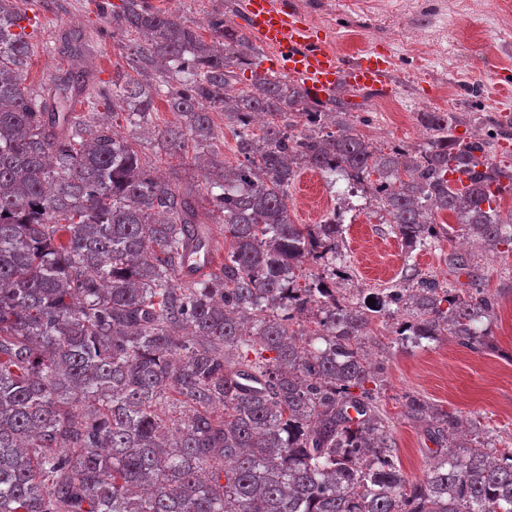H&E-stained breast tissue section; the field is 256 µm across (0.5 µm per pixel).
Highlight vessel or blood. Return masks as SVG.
<instances>
[{
    "label": "vessel or blood",
    "instance_id": "b4317fda",
    "mask_svg": "<svg viewBox=\"0 0 512 512\" xmlns=\"http://www.w3.org/2000/svg\"><path fill=\"white\" fill-rule=\"evenodd\" d=\"M252 32L276 53L279 67L312 95L325 98L343 85L387 91L386 60L368 52L342 61L326 37L314 33L292 0H243Z\"/></svg>",
    "mask_w": 512,
    "mask_h": 512
}]
</instances>
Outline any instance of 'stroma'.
<instances>
[{"mask_svg":"<svg viewBox=\"0 0 512 512\" xmlns=\"http://www.w3.org/2000/svg\"><path fill=\"white\" fill-rule=\"evenodd\" d=\"M42 22L28 33L31 55L23 71L25 84L39 92L70 59L63 46L75 29L87 34V65L91 82L102 73L127 69L126 53L135 34H113L112 12L120 0H32ZM308 24L330 38L342 60L374 50L391 56L390 91L338 89L349 104L350 120L365 140L388 150L419 148L430 138L417 121L421 112H450L455 134L464 140L489 139L495 160L512 162V137L496 133V123L512 118V91L489 84L490 72L512 75V0H294ZM154 7L175 13L209 36L212 16L239 22L240 0H151ZM152 131H134L124 112L113 116L115 130L137 134L140 150L151 169L176 183L198 185L203 210H212L203 192V170L209 160L193 161L155 146V131L182 126V118L164 100H157ZM344 180L330 182L312 168L298 171L288 189L289 212L298 224H317L336 204ZM345 253L352 274L337 279L340 288L369 292L397 284L406 261L422 272L453 284L458 276L448 266L450 251L461 248V233H451L438 247L405 256L401 242L382 224L376 207L348 213L344 224ZM478 275L485 288L500 292L491 331L497 351L475 353L454 339L422 345H396L397 320L374 319L365 346L376 367L379 409L393 428L401 468L412 479L429 468L432 446L424 425L401 415L405 393L421 394L433 408L457 413L468 424L493 429L497 447H512V257L503 258L473 247Z\"/></svg>","mask_w":512,"mask_h":512,"instance_id":"obj_1","label":"stroma"}]
</instances>
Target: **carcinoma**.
<instances>
[{
	"instance_id": "cac0c4a2",
	"label": "carcinoma",
	"mask_w": 512,
	"mask_h": 512,
	"mask_svg": "<svg viewBox=\"0 0 512 512\" xmlns=\"http://www.w3.org/2000/svg\"><path fill=\"white\" fill-rule=\"evenodd\" d=\"M16 20L0 0V512H512V448L458 442L459 416L414 393L401 416L427 424L436 450L423 479L402 472L363 346L382 308L336 287L342 225L288 212L302 164L376 174L377 208L405 247L449 235L435 219L448 212L508 256L512 164L455 136L445 112L419 113L432 135L417 153H385L347 123L324 132L345 102L326 112L295 79L254 71L236 93L235 70L254 65L246 30L212 19L206 41L146 0L112 15L140 36L131 72L90 93L79 65L37 98ZM80 97L90 112L77 118ZM160 98L186 120L157 135L162 151L213 149L212 110L237 131L238 164L205 175L224 264L197 278L187 262L210 236L195 192L155 178L136 138L96 113L124 107L142 129ZM257 114L272 117L260 136ZM288 114L309 132L275 121ZM307 263L322 271L301 284ZM448 267L467 285L409 264L408 286L387 292L409 316L397 342L451 336L485 352L495 296L470 253L450 251ZM309 313L315 329L294 328Z\"/></svg>"
}]
</instances>
